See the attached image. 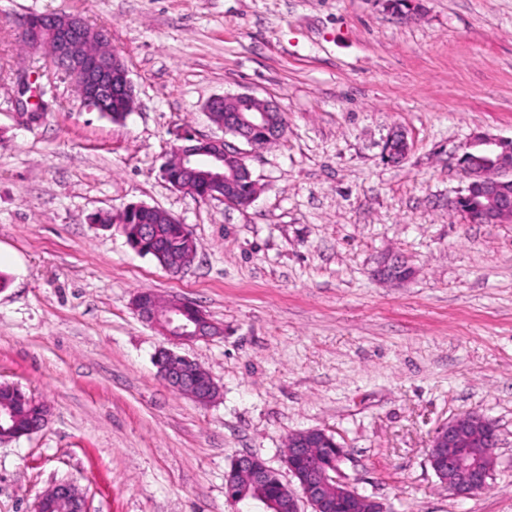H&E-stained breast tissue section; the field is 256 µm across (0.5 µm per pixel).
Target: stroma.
Wrapping results in <instances>:
<instances>
[{"mask_svg":"<svg viewBox=\"0 0 512 512\" xmlns=\"http://www.w3.org/2000/svg\"><path fill=\"white\" fill-rule=\"evenodd\" d=\"M0 0V383L49 406L0 443V512H34L74 481L87 512H237L232 461L287 476L289 434L347 451L346 482L388 512H512V222L448 209L471 134L512 137V0ZM67 12L107 33L137 100L113 122L83 107L14 16ZM26 74L45 112L15 104ZM275 101L282 139L249 148L245 209L160 175L177 135L223 137L217 95ZM402 130L400 164L383 157ZM162 207L197 241L182 273L136 253L126 206ZM403 257L404 282L373 277ZM184 297L224 333L178 345L218 384L201 406L157 377L167 339L131 301ZM476 411L497 425L488 490L449 494L427 454ZM26 84H28L27 79L25 76L19 77L17 80V95L15 103L18 107V109L21 111L20 113L25 115L26 121L28 124H34L39 122L41 119L42 113L39 111V108L37 107V104H34L32 102L34 96L29 95L25 100L23 99V96L20 94V90L24 89ZM409 150L410 145L406 135L401 130H395L386 140L383 157L388 162L400 161L407 158Z\"/></svg>","mask_w":512,"mask_h":512,"instance_id":"1","label":"stroma"}]
</instances>
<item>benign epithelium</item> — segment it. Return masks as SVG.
I'll list each match as a JSON object with an SVG mask.
<instances>
[{
	"label": "benign epithelium",
	"mask_w": 512,
	"mask_h": 512,
	"mask_svg": "<svg viewBox=\"0 0 512 512\" xmlns=\"http://www.w3.org/2000/svg\"><path fill=\"white\" fill-rule=\"evenodd\" d=\"M23 39L32 52L46 54L77 89L82 102L89 109L113 112V101L132 102L135 86L122 57L112 49L108 35L88 26L79 14L52 13L33 24L27 16L16 20ZM15 103L29 124L40 121L41 112L33 103V96L16 95ZM224 104V122L221 127L233 138L250 146L256 145L255 135L261 133L267 140L282 135L284 128L273 121V113L280 111L272 100L261 101L247 93L211 98L205 112L212 105ZM182 143L170 149V158L180 173L171 186L186 190V184L201 181L206 187V198L224 199L243 182H253L248 154L234 142L224 138H204L192 135L181 137ZM410 145L406 135L396 130L386 140L383 157L390 162L407 158ZM457 163L466 179L465 187L448 199V209L461 214L467 221L482 224H501L512 220V138L476 134L466 144ZM380 279L404 280L412 275V268L398 259H385L374 270ZM132 307L142 321L158 329L174 344L208 341L224 335L219 326L197 305L179 297L160 306L153 300L137 296ZM160 377L169 387L189 395L198 404L209 402L217 389L213 379L205 386L198 384L196 374L188 366L176 363L158 368ZM497 445V426L487 416L470 412L440 425L434 432L428 451L433 472L443 480L448 492L456 497H470L490 487L495 467L494 449ZM336 452V471L329 474L320 456L310 453L312 448ZM288 472L295 479L296 488L288 492V512H301L300 502L311 505L313 512H334L340 502L365 507L369 512H386L384 504L363 496L343 480L341 464L346 451L330 440L321 429H308L292 434L288 439ZM237 466L249 475L258 492L241 512H257L263 506L271 512L273 504L263 488L268 486L271 469L255 456H242ZM335 483L336 497L328 493L329 483ZM43 502L66 501L72 512H86V498L74 482L54 485L41 497Z\"/></svg>",
	"instance_id": "7a95c632"
}]
</instances>
